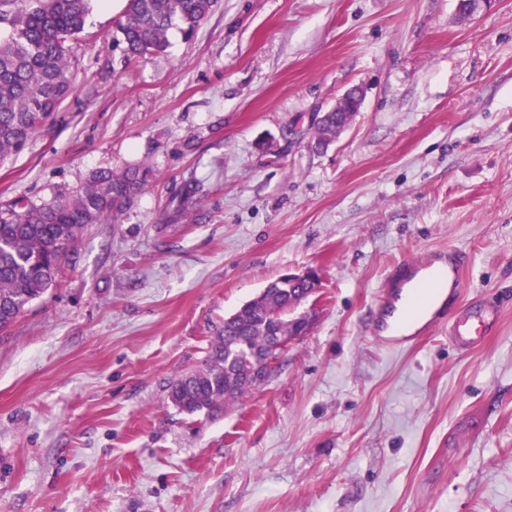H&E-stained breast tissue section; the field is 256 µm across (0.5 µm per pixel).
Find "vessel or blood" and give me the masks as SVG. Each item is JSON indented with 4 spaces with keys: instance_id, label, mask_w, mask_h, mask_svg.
Masks as SVG:
<instances>
[{
    "instance_id": "vessel-or-blood-1",
    "label": "vessel or blood",
    "mask_w": 512,
    "mask_h": 512,
    "mask_svg": "<svg viewBox=\"0 0 512 512\" xmlns=\"http://www.w3.org/2000/svg\"><path fill=\"white\" fill-rule=\"evenodd\" d=\"M466 252L448 247L393 266L375 308L372 335L387 350L408 349L440 326H447L454 346L467 350L496 326V316L474 317L461 303Z\"/></svg>"
}]
</instances>
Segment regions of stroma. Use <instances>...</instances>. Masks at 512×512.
<instances>
[{
	"label": "stroma",
	"instance_id": "obj_1",
	"mask_svg": "<svg viewBox=\"0 0 512 512\" xmlns=\"http://www.w3.org/2000/svg\"><path fill=\"white\" fill-rule=\"evenodd\" d=\"M125 5L94 0L56 123L0 162V204L154 173L0 335V512H512V0H220L134 62ZM448 245L496 334L379 347L388 270ZM306 268L279 369L219 417L174 407L225 318ZM362 93L358 87L349 89L329 110L330 113L325 120H320L315 129L318 144L329 143L336 138V112H359L362 105Z\"/></svg>",
	"mask_w": 512,
	"mask_h": 512
}]
</instances>
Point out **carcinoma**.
Here are the masks:
<instances>
[{
	"label": "carcinoma",
	"instance_id": "cac0c4a2",
	"mask_svg": "<svg viewBox=\"0 0 512 512\" xmlns=\"http://www.w3.org/2000/svg\"><path fill=\"white\" fill-rule=\"evenodd\" d=\"M90 2L0 0V24L7 29L0 37V160L21 153L70 96L69 44L84 32ZM217 6L218 0H127L117 25L126 59L165 51L173 29L191 37ZM315 135L320 144L336 138V113L319 121ZM152 176L144 164L120 173L102 168L75 192L0 205L1 333L57 284L63 264L75 263L88 225L110 223ZM306 295L303 285L267 293L224 321L202 365L171 384L172 404L190 416H214L256 386L254 366L268 356L274 337L302 330L288 311Z\"/></svg>",
	"mask_w": 512,
	"mask_h": 512
}]
</instances>
